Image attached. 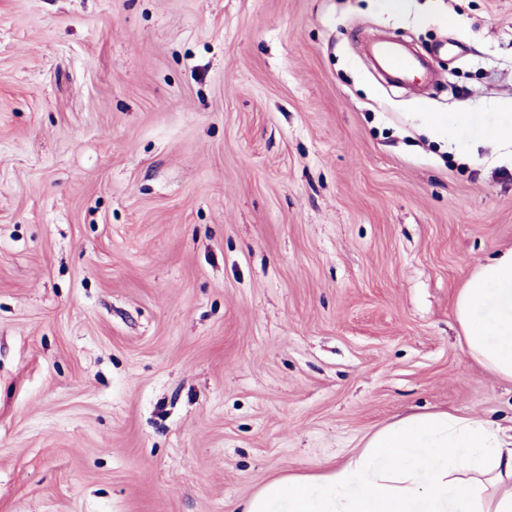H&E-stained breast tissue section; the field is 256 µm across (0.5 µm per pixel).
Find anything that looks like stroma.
Instances as JSON below:
<instances>
[{
    "label": "stroma",
    "instance_id": "1",
    "mask_svg": "<svg viewBox=\"0 0 512 512\" xmlns=\"http://www.w3.org/2000/svg\"><path fill=\"white\" fill-rule=\"evenodd\" d=\"M506 100L512 0H0V512H241L402 417L511 430L452 300L512 160L416 129ZM374 53L383 67L400 81H406L422 70L430 81L436 80L438 76V72L430 64L404 53L393 41L378 42L374 46Z\"/></svg>",
    "mask_w": 512,
    "mask_h": 512
}]
</instances>
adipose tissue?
Returning a JSON list of instances; mask_svg holds the SVG:
<instances>
[{
	"label": "adipose tissue",
	"instance_id": "1",
	"mask_svg": "<svg viewBox=\"0 0 512 512\" xmlns=\"http://www.w3.org/2000/svg\"><path fill=\"white\" fill-rule=\"evenodd\" d=\"M419 130L450 145L469 133L512 157V112H425ZM453 314L472 361L512 381V248L465 278ZM242 512H512V434L450 412L397 420L339 463L272 480Z\"/></svg>",
	"mask_w": 512,
	"mask_h": 512
}]
</instances>
